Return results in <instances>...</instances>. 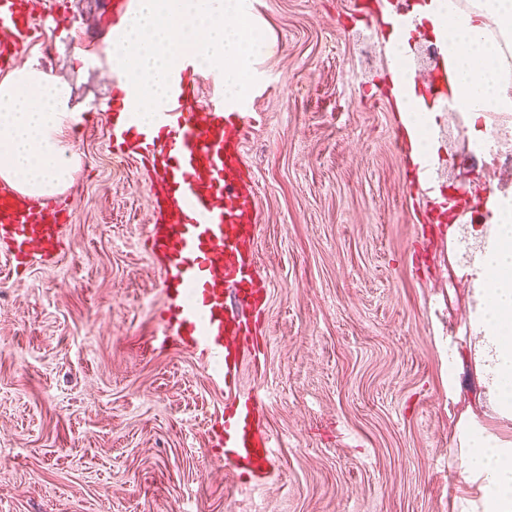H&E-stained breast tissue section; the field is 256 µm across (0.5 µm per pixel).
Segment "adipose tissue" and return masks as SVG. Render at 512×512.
Here are the masks:
<instances>
[{
  "label": "adipose tissue",
  "instance_id": "obj_1",
  "mask_svg": "<svg viewBox=\"0 0 512 512\" xmlns=\"http://www.w3.org/2000/svg\"><path fill=\"white\" fill-rule=\"evenodd\" d=\"M419 27L432 35L444 55L447 89L459 111L475 116L512 112V0H470L459 9L453 0H417ZM412 41L395 40L388 82L404 85L397 110L413 162L425 163L435 151L427 115L416 107L418 88L401 62ZM69 110V87L61 78L27 60L0 77V179L29 196L51 195L71 179L72 155L62 139ZM490 223L500 243L483 264L492 277L483 288L482 320L488 330L490 394L512 408V202L497 190L487 193ZM471 474L482 478L485 512H512V448L479 438L466 454Z\"/></svg>",
  "mask_w": 512,
  "mask_h": 512
}]
</instances>
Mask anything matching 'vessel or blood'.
<instances>
[{
	"label": "vessel or blood",
	"mask_w": 512,
	"mask_h": 512,
	"mask_svg": "<svg viewBox=\"0 0 512 512\" xmlns=\"http://www.w3.org/2000/svg\"><path fill=\"white\" fill-rule=\"evenodd\" d=\"M376 3L394 28L414 24L410 0ZM133 6L134 0H112L110 42L122 37ZM35 34L32 0H0V70L14 66ZM112 83V153L138 163L153 180V221L143 246L158 263L160 344L194 351L211 380L233 390L259 328L229 307L227 295L235 293L252 314L262 312L268 295L255 249L257 186L244 155L251 105L228 100L222 72H201L190 55L170 74L166 102L150 124L129 108L136 94L120 71ZM68 218L62 197L33 198L0 180V246L10 269L55 259ZM260 405L255 393H234L214 433L220 455L257 480L274 460Z\"/></svg>",
	"instance_id": "obj_1"
}]
</instances>
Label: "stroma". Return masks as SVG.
<instances>
[{"instance_id":"35a3bbf8","label":"stroma","mask_w":512,"mask_h":512,"mask_svg":"<svg viewBox=\"0 0 512 512\" xmlns=\"http://www.w3.org/2000/svg\"><path fill=\"white\" fill-rule=\"evenodd\" d=\"M112 0L38 7L27 57L66 81L83 135L61 190L72 216L54 264L0 263V512H482L469 436L512 448L476 355L478 280L466 257L487 220L421 213L479 179L457 113L429 123L433 199L410 188L382 29L355 35L350 0H257L265 91L245 142L258 184L256 251L270 280L238 387L274 437L264 481L211 453L226 394L192 351L159 348L158 274L143 250L150 181L106 136Z\"/></svg>"}]
</instances>
